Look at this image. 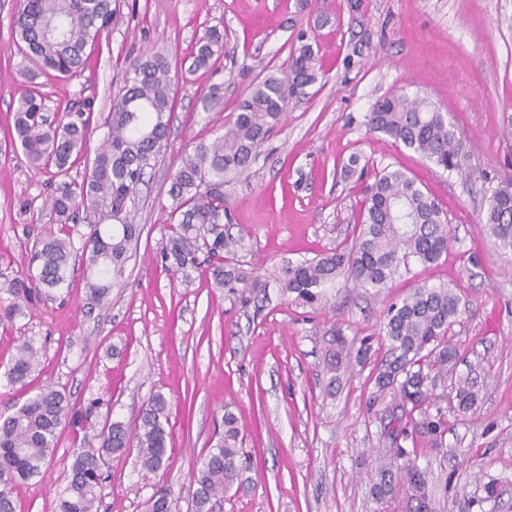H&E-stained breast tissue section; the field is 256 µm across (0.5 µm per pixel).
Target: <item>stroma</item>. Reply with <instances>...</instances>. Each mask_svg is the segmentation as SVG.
Returning a JSON list of instances; mask_svg holds the SVG:
<instances>
[{"mask_svg": "<svg viewBox=\"0 0 512 512\" xmlns=\"http://www.w3.org/2000/svg\"><path fill=\"white\" fill-rule=\"evenodd\" d=\"M119 12L92 50L81 78H26L11 20L20 0H0V283L26 278L36 233L56 226L43 202L50 174L13 150L9 131L20 94L36 86L55 120L87 106L109 112L130 64L142 53L171 65L169 146L141 185L131 220L141 234L120 283L103 306H89L81 271L70 287L45 290L0 322V417L52 385L72 406L96 403L98 419L134 426L148 399L170 403L166 464L142 477L135 451L113 456L99 512H146L165 487L174 512H192L190 477L223 432L225 411L242 426L251 456L237 487L215 512H408L380 502L371 487L389 446V398L372 400L375 361L329 372L336 334L348 353L378 337L383 314L418 282L456 288L470 310L448 337L463 356L436 382L450 392L471 377L480 399L449 419L442 447L408 430L429 471L436 512H512V253L499 250L480 219L494 188L512 175V0H118ZM224 34V55L192 70L196 41ZM318 55L319 77L252 167L228 176L224 201L240 244L235 262L263 274L259 300L241 307L205 273H172L160 257L169 233L168 190L184 153L222 135L257 79L289 72L302 43ZM219 86L205 111L201 98ZM426 98L464 146L449 174L379 133L365 116L383 98ZM364 175L344 176L350 156ZM399 170L434 199L451 244L430 267H413L386 288L338 278L316 308L282 294L274 273L350 243L375 172ZM39 352L25 386L5 372L22 342ZM82 432L61 426L40 475L19 481L15 512H60L61 494ZM496 500L484 501L486 483Z\"/></svg>", "mask_w": 512, "mask_h": 512, "instance_id": "stroma-1", "label": "stroma"}]
</instances>
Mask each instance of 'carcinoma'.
Wrapping results in <instances>:
<instances>
[{"instance_id": "cac0c4a2", "label": "carcinoma", "mask_w": 512, "mask_h": 512, "mask_svg": "<svg viewBox=\"0 0 512 512\" xmlns=\"http://www.w3.org/2000/svg\"><path fill=\"white\" fill-rule=\"evenodd\" d=\"M114 13L112 0H21L12 33L24 60L71 80L82 76L87 46L112 27ZM223 54L224 37L212 30L197 42L193 63L207 67ZM168 73L169 64L159 55L131 63L111 110L97 125L104 130L103 144L79 182L71 178V170L85 149L91 114L69 112L50 121L38 93L29 90L17 99L10 138L20 145L32 168L60 178L45 200L60 228L34 241L29 267L36 272L9 282L7 291L15 299L42 288L69 285L68 271L76 259L83 267L90 304L108 301L141 232L128 219L129 205L135 203L138 186L168 145L173 107ZM317 80L315 53L311 45H303L292 58L288 75L257 80L224 134L184 155L169 189L175 222L162 247L172 271L204 266L215 285L238 291L242 306L255 302L264 284L261 275L233 262L238 239L224 229V178L250 167L285 118L288 101L305 94ZM367 125L448 173L460 168V138L443 113L424 98L400 95L379 100L369 112ZM81 212L90 232L82 235L77 248L73 234ZM481 223L500 248L512 252V177L493 190ZM449 245L448 221L438 204L403 172L384 169L375 175L352 243L282 269L280 287L301 304L315 307L325 299L324 288L340 275L362 288H384L401 271H409L412 262L425 268L437 263ZM467 311L468 304L454 289L421 283L411 295L390 304L384 315L381 335L388 348L377 363L370 403L391 396V421L425 432L434 447L442 444L448 432V415L462 417L478 401L477 382L471 378L459 380L449 395L436 396L430 389L436 375L462 358L447 335ZM38 357L36 349L23 343L8 370L9 383H25ZM95 409L94 401L83 410L76 409L64 393L46 386L0 422V512H14V487L40 473L54 454L61 424L84 430ZM169 410L165 396L156 394L147 401L134 428L106 423L95 435L97 443H80L60 512H97L108 460L130 450L132 443L143 475L162 468L167 461ZM240 435L238 418L224 413V437L191 475L195 512H211L213 501L233 488L249 464ZM399 436L397 430L388 432L392 449L378 467L379 480L372 485V493L382 499L400 491L415 503L414 512H433L427 477L411 459L412 452L398 443ZM150 502L152 512H173L170 494L163 489Z\"/></svg>"}]
</instances>
